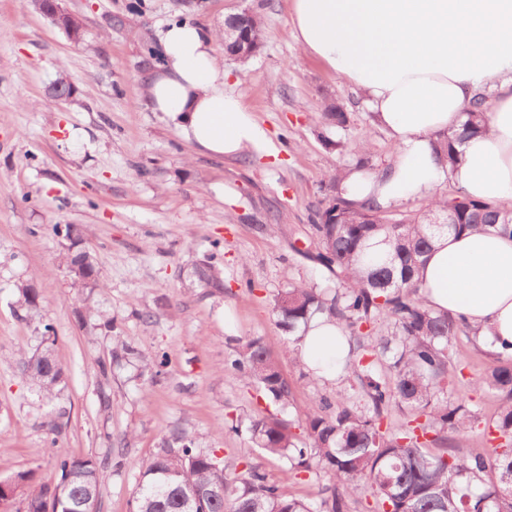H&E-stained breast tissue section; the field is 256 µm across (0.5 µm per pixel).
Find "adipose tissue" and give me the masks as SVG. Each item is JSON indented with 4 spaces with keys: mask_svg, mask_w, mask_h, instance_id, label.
<instances>
[{
    "mask_svg": "<svg viewBox=\"0 0 512 512\" xmlns=\"http://www.w3.org/2000/svg\"><path fill=\"white\" fill-rule=\"evenodd\" d=\"M294 22L303 51L355 86L395 140L384 170L344 178L347 199L386 208L432 198L447 179L477 199L512 200V0H294ZM216 39L187 22L163 31L149 102L208 155L263 151L258 124L224 89ZM482 91L491 97L488 131L464 141L456 167L444 170L433 142ZM422 277L431 306L482 325L496 350L512 343V238L492 230L441 236ZM347 352L340 328L321 319L299 344L303 361L327 379Z\"/></svg>",
    "mask_w": 512,
    "mask_h": 512,
    "instance_id": "1",
    "label": "adipose tissue"
}]
</instances>
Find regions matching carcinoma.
I'll use <instances>...</instances> for the list:
<instances>
[{
	"label": "carcinoma",
	"mask_w": 512,
	"mask_h": 512,
	"mask_svg": "<svg viewBox=\"0 0 512 512\" xmlns=\"http://www.w3.org/2000/svg\"><path fill=\"white\" fill-rule=\"evenodd\" d=\"M489 106L477 96L464 111L461 127L437 135L434 150L452 167L455 145L487 129ZM327 123L348 122L341 104L324 105ZM357 168L369 163L371 143L360 133L352 142ZM341 173L329 196L315 210L313 234L303 254L334 281L333 288L294 286L273 305L277 324L296 344L317 315L338 324L349 342L345 379L353 395L320 396L307 411L294 406L293 393L261 339L244 344L230 366L257 385L261 396L288 409V418L258 416L247 431L260 452L285 459V477L273 482L259 466L229 470L211 452L192 447L183 432L173 433L143 462L134 512H512V353H493V361L470 382L500 396L494 416L474 410L469 392L456 387L451 350L460 337L479 343V327L462 314L430 307L418 268L443 234L494 228L512 237L504 223L507 205L467 197L457 188L433 196L413 211L398 212L356 204L343 196ZM340 206V223H320L321 208ZM451 211L454 224L439 228L432 220ZM69 242L64 260L74 285L94 288L100 273L89 254L76 252L79 230L53 225ZM22 304L41 310L32 285L20 286ZM56 336L44 325L47 346L24 359L25 375L48 400L57 395L63 370L51 352ZM404 421L384 425L392 412ZM490 437V448L466 452L476 430ZM56 477L26 471L5 481L0 504L25 490L17 512H99L101 465L93 457H58ZM325 473L315 500L295 496L289 487L304 473Z\"/></svg>",
	"instance_id": "1"
}]
</instances>
